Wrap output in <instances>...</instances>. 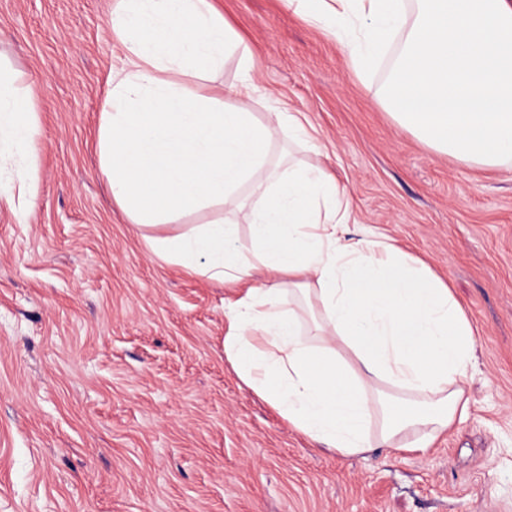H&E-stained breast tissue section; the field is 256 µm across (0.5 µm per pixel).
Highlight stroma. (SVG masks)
Instances as JSON below:
<instances>
[{"mask_svg":"<svg viewBox=\"0 0 512 512\" xmlns=\"http://www.w3.org/2000/svg\"><path fill=\"white\" fill-rule=\"evenodd\" d=\"M114 0H0V60L37 95L36 207L0 209V512H512V170L435 152L381 102L385 67L286 0H214L258 96L302 114L294 162L345 187L350 238L423 260L470 320L468 417L424 452L317 449L237 377L238 289L156 257L97 152L126 45Z\"/></svg>","mask_w":512,"mask_h":512,"instance_id":"obj_1","label":"stroma"}]
</instances>
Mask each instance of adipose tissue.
I'll return each mask as SVG.
<instances>
[{
	"label": "adipose tissue",
	"mask_w": 512,
	"mask_h": 512,
	"mask_svg": "<svg viewBox=\"0 0 512 512\" xmlns=\"http://www.w3.org/2000/svg\"><path fill=\"white\" fill-rule=\"evenodd\" d=\"M112 15L128 58L107 77L102 173L130 222L154 229L155 255L244 285L225 313L238 378L340 454L430 448L469 413L474 333L447 284L392 244L340 236L353 211L324 169L272 160L281 134L312 138L285 109L257 117L253 50L212 0H116ZM229 53L237 84L205 93ZM38 135L32 88L0 69V205L21 224L37 196ZM170 224L177 232L161 234Z\"/></svg>",
	"instance_id": "obj_1"
}]
</instances>
